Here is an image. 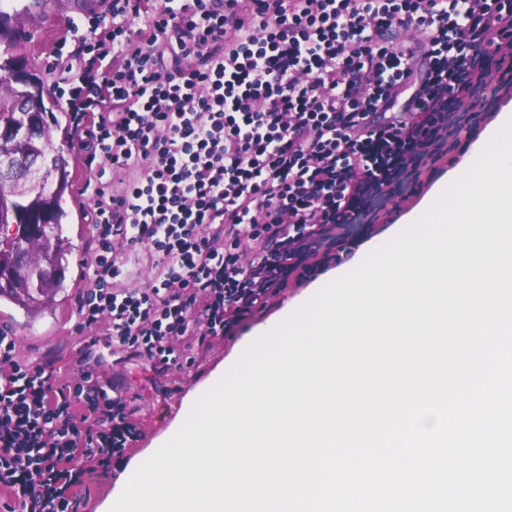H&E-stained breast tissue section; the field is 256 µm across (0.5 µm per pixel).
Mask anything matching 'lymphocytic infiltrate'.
I'll list each match as a JSON object with an SVG mask.
<instances>
[{
  "instance_id": "obj_1",
  "label": "lymphocytic infiltrate",
  "mask_w": 512,
  "mask_h": 512,
  "mask_svg": "<svg viewBox=\"0 0 512 512\" xmlns=\"http://www.w3.org/2000/svg\"><path fill=\"white\" fill-rule=\"evenodd\" d=\"M70 33L57 93L96 162L99 241L79 328L159 372L420 190L491 73L512 85V0H111ZM143 248L157 272L132 289ZM15 351L0 333V488L67 512L138 427L111 379L62 385Z\"/></svg>"
}]
</instances>
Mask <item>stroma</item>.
I'll return each instance as SVG.
<instances>
[{"instance_id": "1", "label": "stroma", "mask_w": 512, "mask_h": 512, "mask_svg": "<svg viewBox=\"0 0 512 512\" xmlns=\"http://www.w3.org/2000/svg\"><path fill=\"white\" fill-rule=\"evenodd\" d=\"M105 9L104 0H50L38 33L24 45L32 67L39 70L47 85L57 81L56 74L48 68V61L58 42L68 36L70 22L89 20L90 16ZM474 140V135L462 136L460 145L451 148L435 163L421 192L401 201L399 208L381 214L374 223L351 225L346 248L338 259L328 264V271L349 266L357 259L363 245L388 238L397 230L401 218L418 206L441 178L463 163ZM64 233L73 244L65 272L66 291L57 296L44 314L32 321L11 305H0V332L18 337L21 360L52 366L61 380L67 382L79 374L73 363L85 340L84 334L78 331L82 291L77 288L75 278L80 263L88 264L94 260L99 243L74 221L65 225ZM316 283L313 277L289 281L287 288L273 297L268 307L236 335L210 336L203 343L193 344L194 361L181 369L157 373L146 361L125 357L118 349L112 351L103 347L92 354L91 362L100 363L102 373L111 378L117 393L129 398V407L140 434L121 456L113 458L108 474L96 472L86 476L83 486L78 489L81 498L78 512H101L120 475L131 464L139 462L152 443L169 431L183 403L193 398L219 369H231L255 343L260 329L275 327L294 304L311 299Z\"/></svg>"}]
</instances>
